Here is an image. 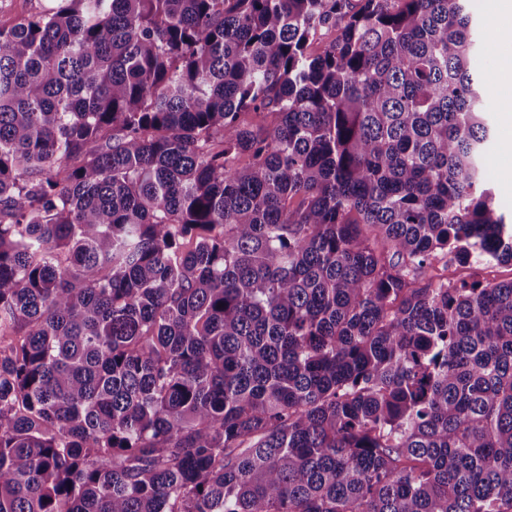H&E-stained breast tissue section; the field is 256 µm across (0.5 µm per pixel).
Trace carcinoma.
Instances as JSON below:
<instances>
[{"mask_svg":"<svg viewBox=\"0 0 512 512\" xmlns=\"http://www.w3.org/2000/svg\"><path fill=\"white\" fill-rule=\"evenodd\" d=\"M469 0L0 24V512H512V263ZM477 266L464 265V266H453L451 268V277L458 278H469V276H475L480 278L484 282L499 283L508 282L512 278V265L511 264H494L490 266H480V269H476Z\"/></svg>","mask_w":512,"mask_h":512,"instance_id":"cac0c4a2","label":"carcinoma"}]
</instances>
